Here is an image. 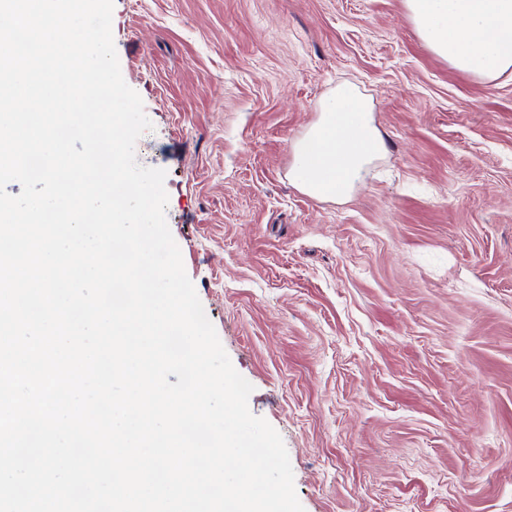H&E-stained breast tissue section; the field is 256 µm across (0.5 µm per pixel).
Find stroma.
<instances>
[{
    "label": "stroma",
    "instance_id": "1",
    "mask_svg": "<svg viewBox=\"0 0 512 512\" xmlns=\"http://www.w3.org/2000/svg\"><path fill=\"white\" fill-rule=\"evenodd\" d=\"M166 220L305 512H512V73L433 55L404 0H114ZM350 82L385 150L292 180Z\"/></svg>",
    "mask_w": 512,
    "mask_h": 512
}]
</instances>
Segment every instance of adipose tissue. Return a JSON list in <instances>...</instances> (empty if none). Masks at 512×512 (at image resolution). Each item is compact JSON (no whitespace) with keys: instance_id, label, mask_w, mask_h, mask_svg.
I'll list each match as a JSON object with an SVG mask.
<instances>
[{"instance_id":"adipose-tissue-1","label":"adipose tissue","mask_w":512,"mask_h":512,"mask_svg":"<svg viewBox=\"0 0 512 512\" xmlns=\"http://www.w3.org/2000/svg\"><path fill=\"white\" fill-rule=\"evenodd\" d=\"M425 45L460 71L489 79L512 70V0H406ZM371 104L349 83L336 87L296 150L294 182L316 198L349 195L384 142Z\"/></svg>"}]
</instances>
